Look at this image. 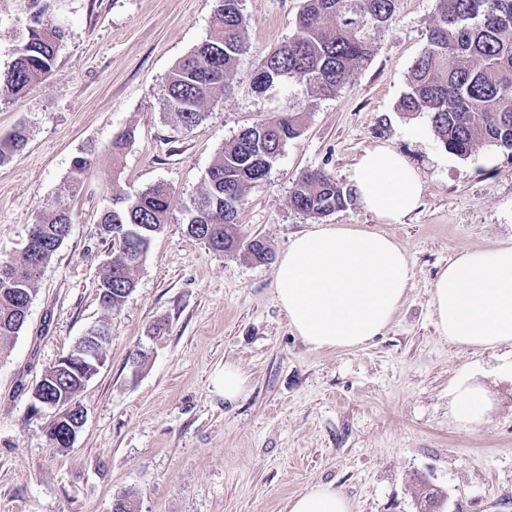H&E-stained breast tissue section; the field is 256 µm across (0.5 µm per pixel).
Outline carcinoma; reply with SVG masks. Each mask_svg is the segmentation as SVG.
<instances>
[{
  "instance_id": "cac0c4a2",
  "label": "carcinoma",
  "mask_w": 512,
  "mask_h": 512,
  "mask_svg": "<svg viewBox=\"0 0 512 512\" xmlns=\"http://www.w3.org/2000/svg\"><path fill=\"white\" fill-rule=\"evenodd\" d=\"M398 0H304L288 41L267 54L257 68L254 88L264 92L285 79L304 82L323 96H333L352 72L371 56L377 35L394 19ZM214 36L198 44L171 70L164 98L185 126L206 117L204 105L224 92L226 79L247 54V19L240 0H214ZM65 33L45 11L28 20L10 65L0 69V88L22 96L52 71ZM408 116L428 114L438 142L451 154L469 157L484 146L512 154V0H437V14L427 45L414 61L408 90L399 103ZM301 115L280 113L269 122L241 130L224 142L206 172L205 187L186 209V233L217 252L244 250L259 263L270 259L266 243L243 241L238 216L248 190L263 182L283 145L298 136ZM28 142L18 125L0 138V166L10 163ZM92 166L91 155L71 164L70 186L77 193ZM173 191L155 184L134 195L112 194L101 215L99 232L114 238L117 252L105 265L99 301L121 309L136 288V273L153 238L169 222ZM351 191L326 171L302 173L293 190L295 209L322 219L347 205ZM47 216L34 224L46 244L28 256L21 249L0 259V355L7 353L25 324L27 304L43 269L64 242L73 223L70 206L61 200L44 204ZM138 230L133 246L120 243L119 227ZM83 371L48 368L43 378L51 393L59 388L78 396Z\"/></svg>"
}]
</instances>
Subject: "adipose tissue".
<instances>
[{"mask_svg": "<svg viewBox=\"0 0 512 512\" xmlns=\"http://www.w3.org/2000/svg\"><path fill=\"white\" fill-rule=\"evenodd\" d=\"M352 189L383 224L403 223L422 203V182L407 158L385 144L364 150ZM412 276L406 250L394 239L346 224L296 235L277 263L276 298L294 332L316 349H353L379 336L402 305ZM432 305L440 333L468 349L512 346V245L463 250L438 274ZM450 412L464 428L481 425L492 407L488 391L466 370L448 389ZM288 512H349L344 495L311 487Z\"/></svg>", "mask_w": 512, "mask_h": 512, "instance_id": "adipose-tissue-1", "label": "adipose tissue"}]
</instances>
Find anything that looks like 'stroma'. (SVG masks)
Masks as SVG:
<instances>
[{
	"mask_svg": "<svg viewBox=\"0 0 512 512\" xmlns=\"http://www.w3.org/2000/svg\"><path fill=\"white\" fill-rule=\"evenodd\" d=\"M65 29L52 73L21 97L0 91V137L26 124L29 140L0 167V257L14 253L43 203L69 201L74 220L37 285L27 322L0 359V512H112L135 497L140 512H288L309 487L330 485L350 512H417L418 479L446 496L445 512H512V347L472 352L442 336L432 306L438 273L464 249L512 244V156L485 147L448 153L427 114L398 108L424 50L436 0H398L369 61L333 96L286 83L252 89L262 58L295 30L303 0H241L248 53L204 121L180 124L164 88L175 63L213 33V0H42ZM33 0H0V69L13 59ZM302 115L265 182L239 213L242 238L275 257L316 223L294 209L298 176L327 171L349 185L367 147L402 152L424 183L418 211L379 223L359 201L326 221L395 238L413 275L380 335L355 349L317 350L293 331L274 288L276 264L215 252L186 233L184 210L204 188L225 141L278 113ZM130 133L121 158L116 134ZM95 155L79 193L70 165ZM121 171L117 187L102 174ZM172 186V215L152 241L121 310L104 309L98 283L114 247L97 224L113 189ZM107 323L99 372L80 392L86 422L72 448L49 441L52 412L29 395L87 330ZM146 361L134 370L131 355ZM247 376L225 402V364ZM477 366L494 404L468 430L448 413V386Z\"/></svg>",
	"mask_w": 512,
	"mask_h": 512,
	"instance_id": "35a3bbf8",
	"label": "stroma"
}]
</instances>
